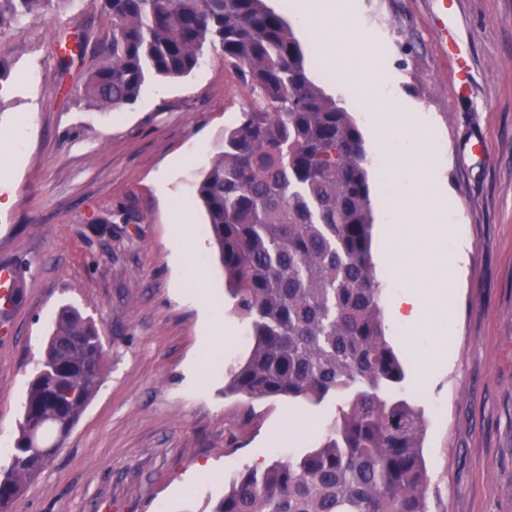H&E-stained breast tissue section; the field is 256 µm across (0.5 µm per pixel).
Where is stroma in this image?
Returning a JSON list of instances; mask_svg holds the SVG:
<instances>
[{
    "label": "stroma",
    "mask_w": 512,
    "mask_h": 512,
    "mask_svg": "<svg viewBox=\"0 0 512 512\" xmlns=\"http://www.w3.org/2000/svg\"><path fill=\"white\" fill-rule=\"evenodd\" d=\"M296 2L267 0L292 25L311 80L363 134L381 309L403 288L421 296L416 325L385 327L405 369L401 395L425 421L430 512H512V0L454 6L467 99L454 93L434 0H357L355 21L336 14L314 25L300 22ZM75 32L90 49L60 69L59 44ZM111 34L98 0H71L0 34L10 71L0 82V265L28 266L0 325V437L19 435L28 383L62 306L95 322L106 355L97 395L12 512H211L256 453L269 463L317 447L334 410L305 408L301 420L316 433L273 446L267 439L285 427L287 403L248 407L224 394L226 370L246 358L251 339L193 193L246 88L210 54L183 79L150 80L134 105L94 109L83 83L94 46ZM342 67L374 73L375 93L357 80L337 88ZM394 100L414 120L379 134L375 118ZM423 133L426 158L415 150ZM477 137L485 149L474 147ZM392 155L402 171L385 166ZM391 207L405 234L388 263ZM185 211L221 319L235 328L223 339L222 367L195 373L205 301L171 233ZM461 244L468 263L449 272ZM200 463L213 477L182 491Z\"/></svg>",
    "instance_id": "stroma-1"
}]
</instances>
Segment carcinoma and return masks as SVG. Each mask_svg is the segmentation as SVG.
I'll use <instances>...</instances> for the list:
<instances>
[{
  "instance_id": "obj_1",
  "label": "carcinoma",
  "mask_w": 512,
  "mask_h": 512,
  "mask_svg": "<svg viewBox=\"0 0 512 512\" xmlns=\"http://www.w3.org/2000/svg\"><path fill=\"white\" fill-rule=\"evenodd\" d=\"M68 2L0 0V32ZM100 2L112 37L96 47L84 82L89 105H133L150 79L183 78L210 53L224 56L252 98L196 184L252 340L224 394L337 407L318 447L241 472L211 512H429L424 420L397 394L405 372L384 331L367 155L350 112L309 78L300 42L266 0ZM3 272L13 288L0 295L1 323L24 266ZM104 367L99 329L61 308L0 468V512L56 454Z\"/></svg>"
}]
</instances>
